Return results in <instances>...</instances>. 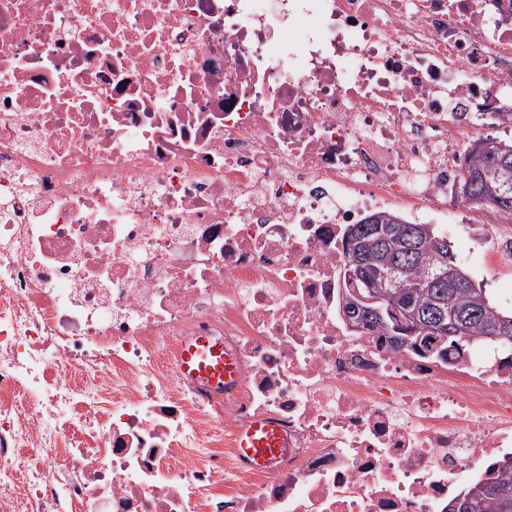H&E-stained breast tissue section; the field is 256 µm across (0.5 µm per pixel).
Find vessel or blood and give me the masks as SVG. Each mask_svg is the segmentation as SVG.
Wrapping results in <instances>:
<instances>
[{"instance_id":"b4317fda","label":"vessel or blood","mask_w":512,"mask_h":512,"mask_svg":"<svg viewBox=\"0 0 512 512\" xmlns=\"http://www.w3.org/2000/svg\"><path fill=\"white\" fill-rule=\"evenodd\" d=\"M178 367L189 381L216 390L233 388L239 381L235 353L223 341L208 336L184 340ZM235 448L243 464L268 470L284 454L287 444L274 424L256 421L239 431Z\"/></svg>"}]
</instances>
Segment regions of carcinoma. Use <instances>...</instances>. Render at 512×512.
I'll return each instance as SVG.
<instances>
[{"instance_id":"cac0c4a2","label":"carcinoma","mask_w":512,"mask_h":512,"mask_svg":"<svg viewBox=\"0 0 512 512\" xmlns=\"http://www.w3.org/2000/svg\"><path fill=\"white\" fill-rule=\"evenodd\" d=\"M458 183L462 186L459 197L463 200L512 215V142L485 138L471 144ZM416 229L417 225L393 212H376L363 223L349 225L347 248L356 242L363 243L365 276L382 280L386 268L375 262L381 254L396 267L394 277L398 286L385 289L386 299L376 306L387 308L408 299L422 315L420 324L412 328L414 334L407 335L397 332L389 317L373 314V305L365 302L361 304V323L391 336L397 348L419 342L428 347L436 340L438 323L447 324L462 317L466 321V334L452 341L466 348L477 343H493L512 352V312L500 310L484 289L475 287L458 264L448 240L436 229H430V235L417 240V252H411L408 240ZM438 250L448 260V269L456 271V279L466 282L465 287H420L421 282L434 276L432 259ZM454 500L459 502L458 512H512V458L493 465L490 478L463 488Z\"/></svg>"}]
</instances>
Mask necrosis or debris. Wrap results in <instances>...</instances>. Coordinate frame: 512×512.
I'll return each mask as SVG.
<instances>
[{
    "label": "necrosis or debris",
    "mask_w": 512,
    "mask_h": 512,
    "mask_svg": "<svg viewBox=\"0 0 512 512\" xmlns=\"http://www.w3.org/2000/svg\"><path fill=\"white\" fill-rule=\"evenodd\" d=\"M509 125L512 0H0V512H447L512 357L354 326L341 231L454 224ZM178 367L189 381L216 390L232 389L239 381L235 353L224 341L209 336H188L181 347ZM235 448L243 464L268 470L284 454L287 444L274 424L255 421L239 431Z\"/></svg>",
    "instance_id": "4bbe7bcc"
}]
</instances>
